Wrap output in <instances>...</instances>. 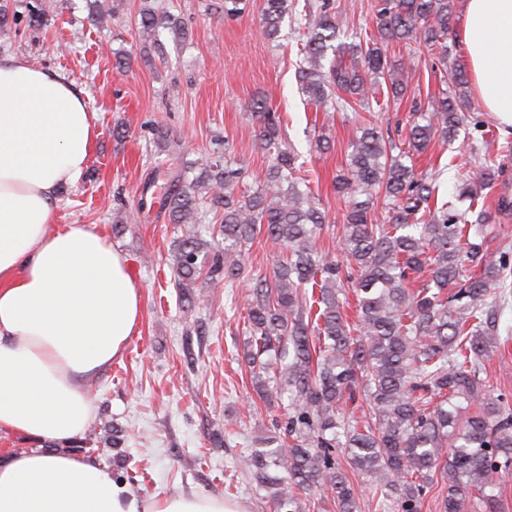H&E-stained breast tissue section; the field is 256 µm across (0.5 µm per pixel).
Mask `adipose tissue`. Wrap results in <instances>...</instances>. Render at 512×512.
<instances>
[{"label": "adipose tissue", "mask_w": 512, "mask_h": 512, "mask_svg": "<svg viewBox=\"0 0 512 512\" xmlns=\"http://www.w3.org/2000/svg\"><path fill=\"white\" fill-rule=\"evenodd\" d=\"M473 90L512 133V0H465ZM84 92L0 53V512H244L222 496H139L91 455L56 453L94 418L86 383L121 359L142 315L124 256L86 224L55 227L62 186L84 176L99 132Z\"/></svg>", "instance_id": "obj_1"}]
</instances>
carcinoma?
Listing matches in <instances>:
<instances>
[{"label":"carcinoma","instance_id":"1","mask_svg":"<svg viewBox=\"0 0 512 512\" xmlns=\"http://www.w3.org/2000/svg\"><path fill=\"white\" fill-rule=\"evenodd\" d=\"M453 0H377L376 28L357 44L339 41L334 0H304L313 19L299 49L300 90L317 112L381 106L407 92L394 75L387 49L413 42L446 50ZM0 0V34L24 24L48 26L45 0L22 16ZM288 14L285 0H266L264 23L275 38ZM182 21L148 6L140 34L157 44L162 29ZM461 96L429 102L413 113L408 140L398 145L372 125L351 144L336 191L347 199L339 263L318 251L326 214L298 154L282 140L278 117L256 97L250 112L261 148L274 156L266 186L236 192L244 168L219 159L198 176L169 173L142 190L172 224L184 227L171 261L179 284L200 277L242 280L241 260L259 233L283 252L270 275L249 285L243 360L260 399L280 409L273 448L255 449L240 467L266 487L275 512H304L299 492L332 495L339 512H358L340 456L379 493L383 512H421L426 488L444 483V512H500L499 491L512 476V408L494 398L481 365L498 348L496 309L512 296V244L494 240L491 218L477 209V188L461 211L435 204L434 173L410 163L435 137L451 144L463 126L480 125L463 111ZM383 195L386 214L372 209ZM219 221L206 240L198 226ZM350 273L342 275L343 269ZM356 296V320H345L344 281ZM363 392L370 418L345 417Z\"/></svg>","mask_w":512,"mask_h":512}]
</instances>
